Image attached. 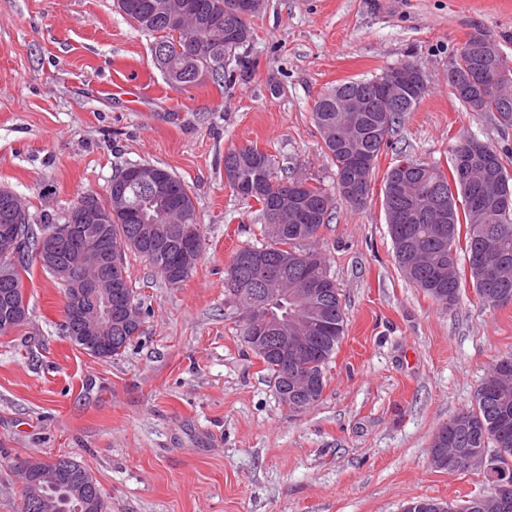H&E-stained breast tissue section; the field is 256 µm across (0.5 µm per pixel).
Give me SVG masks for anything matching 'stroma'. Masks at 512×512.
Here are the masks:
<instances>
[{
	"instance_id": "obj_1",
	"label": "stroma",
	"mask_w": 512,
	"mask_h": 512,
	"mask_svg": "<svg viewBox=\"0 0 512 512\" xmlns=\"http://www.w3.org/2000/svg\"><path fill=\"white\" fill-rule=\"evenodd\" d=\"M249 23L223 84L177 87L154 37L114 0H0V188L24 199L30 224L63 223L78 197L106 198L117 169L150 163L188 185L205 239L175 288L128 255L143 332L104 361L62 334L63 293L30 263L27 319L0 335V512H21L14 461L57 454L88 469L107 512H402L488 492L480 467L433 468L430 445L512 353V303L485 306L467 285L444 306L410 283L383 191L399 157L447 171L468 135L502 151L512 173V128L448 88V64L476 31L512 65V0H264ZM403 63L429 91L382 146L366 203L352 206L335 194L314 103ZM242 145L272 154L279 177L335 195L316 246L346 333L320 401L299 413L281 404L224 295L234 252L262 240L258 206L224 179L225 153Z\"/></svg>"
}]
</instances>
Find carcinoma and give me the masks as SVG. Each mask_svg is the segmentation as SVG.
<instances>
[{"mask_svg":"<svg viewBox=\"0 0 512 512\" xmlns=\"http://www.w3.org/2000/svg\"><path fill=\"white\" fill-rule=\"evenodd\" d=\"M234 2L117 0V6L141 31L158 36L159 44L165 40L172 18L176 15L184 18L189 40L182 52L167 57L164 71L171 83L192 86L207 76L217 84L223 82L224 58L235 54L250 40L249 21L235 17ZM449 65L479 71L485 67V61L470 56L463 45ZM377 80L375 75L341 82L317 99L312 112L314 124L336 167V181L356 180L367 191L378 153L400 119L397 112H386L384 118H379L374 93ZM475 92L482 95L483 111L496 114L500 127H512V104L501 105V99L486 87H478ZM346 96L358 98L360 111H336L338 101ZM339 132L351 133L349 145L338 143L336 134ZM231 160L237 163V182L247 186L251 190L250 197L260 205L264 242L244 246L234 253L224 272V291L235 298L236 289L229 284V279L235 275L248 288H255L265 280L260 267L235 269L237 259L252 252L270 261L288 260L290 290L306 279L322 285L323 292L306 303H298L291 297L266 301L271 320L295 323L299 325L298 334L308 337L309 354L297 361L295 367L301 379L312 384L318 401L326 385V367L346 330V314L339 290L322 253L311 247L321 228L332 219L334 199L324 188L305 179L277 178L273 156L256 147L228 151L224 162ZM470 163L493 169L498 175L499 196L512 200V176L500 153L489 146L478 157L464 158L453 153L449 177L439 167L421 161L403 174L395 168L389 169L385 182L394 179L402 188L393 194L384 193L385 218L396 261L410 282L441 304L454 303L463 280L458 257L461 250L476 294L484 304L498 307L512 302V205L500 207L489 200L482 207L472 206L473 183L462 173V168ZM153 171L168 181L169 197H149L144 186L126 180L123 169L112 178V183L120 186V194H110L101 200L88 193L68 211V215L78 217L85 204L93 203L105 217L114 262L106 266L101 275L120 284V288L112 289L114 307L131 304L141 309V301L127 274L128 253L144 257L169 285L176 286L188 278L203 250L204 239L200 236L197 250L184 251L178 233V226L182 224H199L191 191L168 169L155 165ZM442 196L446 198L449 217L444 224L432 214L433 203ZM143 224L155 225L163 234L146 238L140 232ZM53 229L52 224H44L37 230L27 221L20 224L19 250L9 259L8 266L16 287L0 283V318L7 309L26 307L20 271H28L29 251L37 250L42 237ZM479 231L486 236L490 255L501 263V278L496 283L484 282L473 263L472 252ZM462 240L465 245L461 248ZM443 265L446 272L440 280L434 271ZM239 320L243 342L273 373L281 403L293 409L294 395L282 379L287 366L276 357L264 354V344L253 336L246 318L241 315ZM139 324L140 319L133 315L112 322L110 355H117L119 342L131 335ZM498 368L499 365H494L481 383L475 407L453 417L433 437L432 447L438 449L432 461L435 468L448 470V445L451 444L472 456L494 452L507 477V487L471 498L462 512H512V378H501ZM80 469L82 465L68 456L53 467L36 466L29 486L23 489L21 512H28L30 501L42 503L40 512H77L76 505L81 503L104 507L99 484L81 483ZM403 512H453V509L444 501L423 498L408 503Z\"/></svg>","mask_w":512,"mask_h":512,"instance_id":"1","label":"carcinoma"}]
</instances>
